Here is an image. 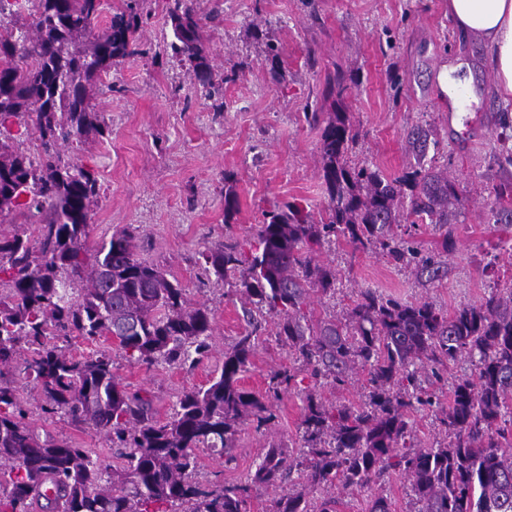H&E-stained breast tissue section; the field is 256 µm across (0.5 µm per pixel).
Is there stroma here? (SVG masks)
Listing matches in <instances>:
<instances>
[{"label": "stroma", "instance_id": "35a3bbf8", "mask_svg": "<svg viewBox=\"0 0 512 512\" xmlns=\"http://www.w3.org/2000/svg\"><path fill=\"white\" fill-rule=\"evenodd\" d=\"M199 30L213 68L227 77L211 94L190 63L173 54L168 0H139L141 54L116 62L97 85L95 109L105 128L62 144L61 152L99 172V196L91 212L89 247L113 232L129 233L138 257L165 271L186 289L191 303L214 313L212 348L195 368L165 363L128 364L112 358L121 381L147 391L159 420L169 419L182 392L217 376L224 352L245 330L242 303L231 282L206 271L202 252L252 236L265 212L291 202L323 217L321 129L309 112L345 113L356 136L347 161L401 175L414 162L407 134L431 132L426 160L455 184L459 213L454 248L444 252L441 233L428 227L413 239L422 253L448 255V275L424 286L413 267L397 266L378 250H356L346 241L325 243L321 263L336 267L333 298L312 293L303 312L317 324L342 315L362 288L426 299L446 311L478 301L499 280L512 278V226L490 223L489 193L512 183V167L492 159L496 136L512 122V100L495 92L483 45L462 34L448 16V0H198ZM278 58H270V47ZM465 63L477 103L464 124L451 122L439 86L444 67ZM278 78H271V70ZM343 70L348 88L327 95V83ZM238 208L224 212V195ZM262 343L242 385L265 393L274 372L291 367L288 351L271 341L272 317L262 319ZM29 423L94 449L113 463L104 435L74 425L65 415L44 414L32 384L17 379ZM263 427L242 425L233 461L219 450L197 452L195 477L207 485L244 481L265 448L279 444L299 452L300 395L275 402Z\"/></svg>", "mask_w": 512, "mask_h": 512}]
</instances>
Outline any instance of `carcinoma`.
<instances>
[{
    "label": "carcinoma",
    "mask_w": 512,
    "mask_h": 512,
    "mask_svg": "<svg viewBox=\"0 0 512 512\" xmlns=\"http://www.w3.org/2000/svg\"><path fill=\"white\" fill-rule=\"evenodd\" d=\"M30 22L0 34V214L23 210L43 216L33 237L0 236V512H248L259 487H279L297 475L271 512H337L340 485L368 488L393 474L405 478L417 512H512V284L493 288L453 315L428 300L408 301L362 288L345 317L316 326L303 316L310 291L336 294L338 272L321 263L317 247L335 237L377 249L433 284L448 275L440 255H424L410 228L429 224L453 248L448 226L457 214L454 184L425 161L429 130L411 133L417 160L388 178L345 159L354 134L343 112L321 118L322 179L327 222L316 224L295 204L265 213L249 251L240 244L202 253L215 276L235 278L250 330L224 351L219 376L183 392L172 417L156 419L152 398L124 385L112 350L81 358L66 353L71 338L118 342L125 360L192 368L208 355L214 313L190 303L186 289L137 257L132 237L116 231L87 246L98 177L65 159L60 142L101 128L91 89L119 59L139 54L136 0L112 11L94 34L103 0H31ZM172 51L198 79L215 85L209 53L200 41L197 0H169ZM18 130H13V125ZM37 133L42 155L26 153L17 138ZM495 163L512 167V134L496 137ZM489 220L512 224L498 200L511 185L493 187ZM408 229L400 232L398 228ZM85 282L76 288V281ZM277 317L274 338L304 367L272 376L260 395L240 384L261 342L255 313ZM29 352L21 373L39 394L45 413L102 433L118 465L103 464L80 448L25 422L16 387L6 380ZM470 359L474 372L452 384L448 409L431 386L448 365ZM365 376V401L328 404L316 387L340 389ZM303 396L300 439L308 452L293 457L272 444L247 481L208 488L193 479L196 450L220 449L232 461L237 427L265 424L271 400L288 391ZM432 415L446 439L413 445V414Z\"/></svg>",
    "instance_id": "cac0c4a2"
}]
</instances>
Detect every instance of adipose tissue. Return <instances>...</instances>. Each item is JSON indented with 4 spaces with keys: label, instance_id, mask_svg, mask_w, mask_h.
<instances>
[{
    "label": "adipose tissue",
    "instance_id": "ef3b65f1",
    "mask_svg": "<svg viewBox=\"0 0 512 512\" xmlns=\"http://www.w3.org/2000/svg\"><path fill=\"white\" fill-rule=\"evenodd\" d=\"M448 15L487 48L495 85L512 100V0H448Z\"/></svg>",
    "mask_w": 512,
    "mask_h": 512
}]
</instances>
